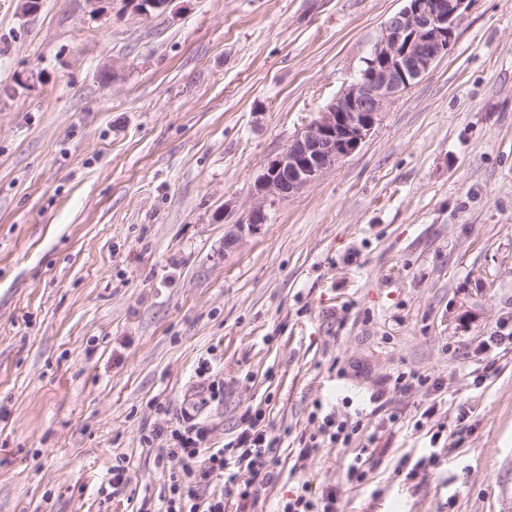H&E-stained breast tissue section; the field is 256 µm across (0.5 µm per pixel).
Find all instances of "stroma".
I'll list each match as a JSON object with an SVG mask.
<instances>
[{"label": "stroma", "mask_w": 512, "mask_h": 512, "mask_svg": "<svg viewBox=\"0 0 512 512\" xmlns=\"http://www.w3.org/2000/svg\"><path fill=\"white\" fill-rule=\"evenodd\" d=\"M41 3L0 0V512H138L168 491L156 431L218 448L249 408L276 476L249 512L304 485L512 512V346L479 347L512 331V0H471L357 151L262 203L402 0ZM265 213L262 206H256L248 213L244 220H241L236 224V232L228 234L224 238L225 249H231L234 245L242 238L243 234H254L256 233L261 224H265Z\"/></svg>", "instance_id": "stroma-1"}]
</instances>
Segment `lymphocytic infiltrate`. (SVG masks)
I'll list each match as a JSON object with an SVG mask.
<instances>
[{"mask_svg": "<svg viewBox=\"0 0 512 512\" xmlns=\"http://www.w3.org/2000/svg\"><path fill=\"white\" fill-rule=\"evenodd\" d=\"M259 411L246 410L241 429L223 447L202 451L203 428L173 430L172 444L162 455L170 464L169 493L159 512H226L224 497H201L200 487L217 482L235 483L240 474L270 480L268 453L271 442L261 426Z\"/></svg>", "mask_w": 512, "mask_h": 512, "instance_id": "lymphocytic-infiltrate-1", "label": "lymphocytic infiltrate"}]
</instances>
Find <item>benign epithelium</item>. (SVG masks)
Instances as JSON below:
<instances>
[{"mask_svg": "<svg viewBox=\"0 0 512 512\" xmlns=\"http://www.w3.org/2000/svg\"><path fill=\"white\" fill-rule=\"evenodd\" d=\"M471 0H404L384 24L357 78L316 113L271 158L254 185L260 199L288 201L355 152L381 120L386 105L454 48ZM173 0H133L147 18L164 15ZM265 223L258 205L224 238L231 249Z\"/></svg>", "mask_w": 512, "mask_h": 512, "instance_id": "obj_1", "label": "benign epithelium"}]
</instances>
